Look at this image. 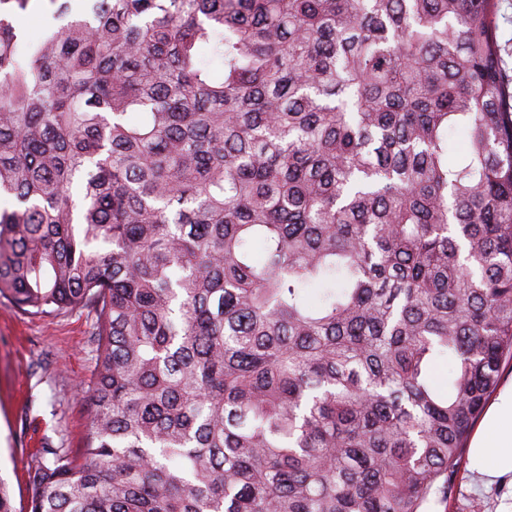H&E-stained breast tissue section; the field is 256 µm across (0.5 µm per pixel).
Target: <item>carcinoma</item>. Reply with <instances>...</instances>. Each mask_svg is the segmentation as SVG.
Here are the masks:
<instances>
[{
	"label": "carcinoma",
	"instance_id": "obj_1",
	"mask_svg": "<svg viewBox=\"0 0 512 512\" xmlns=\"http://www.w3.org/2000/svg\"><path fill=\"white\" fill-rule=\"evenodd\" d=\"M0 0V298L94 312L29 512H422L512 359L498 0ZM452 358L447 384L436 376ZM47 13L48 7L41 1H35L30 11L18 17L17 24L20 29L25 31L30 37H38L41 33Z\"/></svg>",
	"mask_w": 512,
	"mask_h": 512
}]
</instances>
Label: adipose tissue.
<instances>
[{"label":"adipose tissue","mask_w":512,"mask_h":512,"mask_svg":"<svg viewBox=\"0 0 512 512\" xmlns=\"http://www.w3.org/2000/svg\"><path fill=\"white\" fill-rule=\"evenodd\" d=\"M467 459L469 472L482 482L512 474V382L499 389L488 406Z\"/></svg>","instance_id":"obj_1"}]
</instances>
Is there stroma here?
<instances>
[{
    "mask_svg": "<svg viewBox=\"0 0 512 512\" xmlns=\"http://www.w3.org/2000/svg\"><path fill=\"white\" fill-rule=\"evenodd\" d=\"M93 315L77 310L29 316L0 300V479L16 512H28L30 476L55 454L76 456L88 432V385L97 338ZM499 512L512 501V481L477 483L461 470L447 512Z\"/></svg>",
    "mask_w": 512,
    "mask_h": 512,
    "instance_id": "stroma-1",
    "label": "stroma"
}]
</instances>
